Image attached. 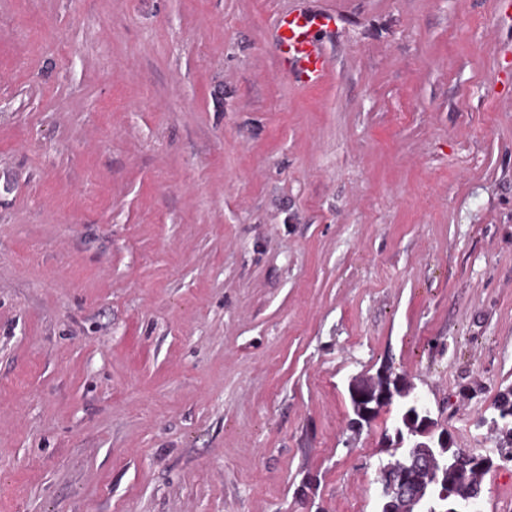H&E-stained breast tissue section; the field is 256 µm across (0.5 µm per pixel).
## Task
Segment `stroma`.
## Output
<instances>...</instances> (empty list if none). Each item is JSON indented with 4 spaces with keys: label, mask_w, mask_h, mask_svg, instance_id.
Returning a JSON list of instances; mask_svg holds the SVG:
<instances>
[{
    "label": "stroma",
    "mask_w": 512,
    "mask_h": 512,
    "mask_svg": "<svg viewBox=\"0 0 512 512\" xmlns=\"http://www.w3.org/2000/svg\"><path fill=\"white\" fill-rule=\"evenodd\" d=\"M385 364L512 512V0H0V512H378ZM331 22L327 16L311 17L304 13L287 14L279 19L277 41L280 55L298 83L314 85L325 76L327 60L317 35ZM378 377L356 379L350 385V399L353 408V413L356 416L353 419V424L360 425L362 422L369 423V408L366 405L373 393L380 389V396L384 402L390 403L396 396L392 390H387L385 387H379Z\"/></svg>",
    "instance_id": "35a3bbf8"
}]
</instances>
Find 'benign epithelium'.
<instances>
[{
    "mask_svg": "<svg viewBox=\"0 0 512 512\" xmlns=\"http://www.w3.org/2000/svg\"><path fill=\"white\" fill-rule=\"evenodd\" d=\"M400 398H413L414 406L402 418V424L394 428L392 446L403 449V458L380 468L381 494L390 500L391 512H422L427 489L438 474L445 472L440 459L433 453L420 451L419 437H429L440 448H445L451 439L448 430L437 431V422L432 417L428 401L414 392V386L405 380L398 383ZM380 391L381 399L392 402L395 394L379 387L378 378H362L350 385V399L355 419L359 425L370 422L369 408L366 405L375 391ZM457 507L467 510L477 506L480 500L479 480L472 481L458 492Z\"/></svg>",
    "mask_w": 512,
    "mask_h": 512,
    "instance_id": "benign-epithelium-1",
    "label": "benign epithelium"
}]
</instances>
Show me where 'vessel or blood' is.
Masks as SVG:
<instances>
[{"instance_id":"b4317fda","label":"vessel or blood","mask_w":512,"mask_h":512,"mask_svg":"<svg viewBox=\"0 0 512 512\" xmlns=\"http://www.w3.org/2000/svg\"><path fill=\"white\" fill-rule=\"evenodd\" d=\"M329 17H312L304 13L287 14L277 23V41L282 60L293 78L301 84L319 83L327 67L318 40L319 31L328 28Z\"/></svg>"}]
</instances>
